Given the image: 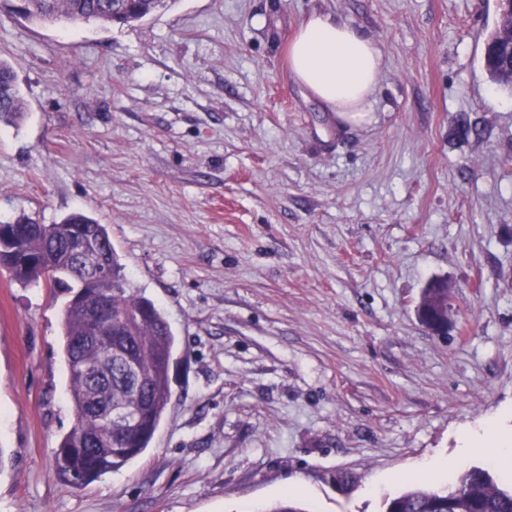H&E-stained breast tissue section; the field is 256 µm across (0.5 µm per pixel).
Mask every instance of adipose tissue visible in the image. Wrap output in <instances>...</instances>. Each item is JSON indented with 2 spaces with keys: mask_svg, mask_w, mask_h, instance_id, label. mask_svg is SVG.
Instances as JSON below:
<instances>
[{
  "mask_svg": "<svg viewBox=\"0 0 512 512\" xmlns=\"http://www.w3.org/2000/svg\"><path fill=\"white\" fill-rule=\"evenodd\" d=\"M287 55L295 80L337 113L359 114L378 88L381 55L373 39L339 18L313 14Z\"/></svg>",
  "mask_w": 512,
  "mask_h": 512,
  "instance_id": "adipose-tissue-1",
  "label": "adipose tissue"
}]
</instances>
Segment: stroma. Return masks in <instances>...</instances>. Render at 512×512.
Here are the masks:
<instances>
[{"label": "stroma", "mask_w": 512, "mask_h": 512, "mask_svg": "<svg viewBox=\"0 0 512 512\" xmlns=\"http://www.w3.org/2000/svg\"><path fill=\"white\" fill-rule=\"evenodd\" d=\"M0 0L23 119L0 124V223L105 224L176 339L150 446L76 491L68 293L0 268V512H385L446 484L461 430L512 435V90L482 64L496 0H175L129 24H34ZM372 37L344 120L291 75L313 13ZM452 287L444 334L416 315ZM388 483L371 489L374 476ZM448 285L447 281L435 279L431 280L426 288H424L422 296L420 298L419 304H422L427 309H435L436 306L441 303L445 291L448 290L447 297L444 299L443 303L441 304V310L442 315L435 318L434 320H430L422 314V311L420 308H417V314L422 323H424L432 332L434 333H441L442 326H446L448 324L449 320V312L451 308L450 304V286L448 285L447 288H443L444 286Z\"/></svg>", "instance_id": "stroma-1"}]
</instances>
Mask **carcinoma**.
I'll list each match as a JSON object with an SVG mask.
<instances>
[{
  "instance_id": "carcinoma-1",
  "label": "carcinoma",
  "mask_w": 512,
  "mask_h": 512,
  "mask_svg": "<svg viewBox=\"0 0 512 512\" xmlns=\"http://www.w3.org/2000/svg\"><path fill=\"white\" fill-rule=\"evenodd\" d=\"M175 0H23L16 12L27 20L56 23L95 20L139 22ZM23 116V102L11 65L0 61V123L12 125ZM10 238L0 241V268L23 286L41 281L64 285L72 297L62 309L63 354L68 371L74 421L54 449L56 473L74 490L142 454L152 443L171 398L168 363L176 338L155 303L130 288L124 266L112 247L105 225L75 212L59 224H37L18 217ZM93 227L104 242L112 279L100 284L67 248V239L81 227ZM446 281L424 288L420 304L434 309L445 294ZM106 309L104 335L85 336V299ZM138 359L139 373L128 372L117 351ZM139 394L146 404L131 428L109 422L106 409ZM503 486L489 470L471 467L452 476L444 487L419 484L389 498L386 512H512V477Z\"/></svg>"
}]
</instances>
